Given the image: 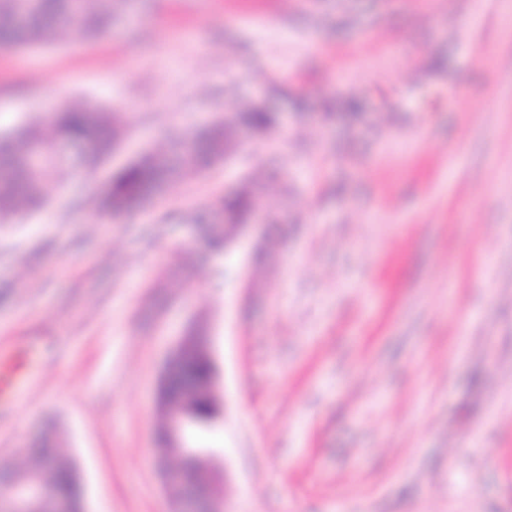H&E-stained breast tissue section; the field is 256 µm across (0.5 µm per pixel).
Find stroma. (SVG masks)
<instances>
[{
    "instance_id": "obj_1",
    "label": "stroma",
    "mask_w": 512,
    "mask_h": 512,
    "mask_svg": "<svg viewBox=\"0 0 512 512\" xmlns=\"http://www.w3.org/2000/svg\"><path fill=\"white\" fill-rule=\"evenodd\" d=\"M76 96L125 132L0 224V471L51 430L87 512H172L155 388L195 328L221 512H512V0H125L101 38L0 48V134ZM234 100L271 133L91 223ZM257 169L264 222L210 250ZM253 208L251 193L247 190L240 191L232 196H224L215 202V209L223 216L224 222L206 224L204 234L211 248H222L231 239H224V234L229 235L235 224H243Z\"/></svg>"
}]
</instances>
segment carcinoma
<instances>
[{"mask_svg":"<svg viewBox=\"0 0 512 512\" xmlns=\"http://www.w3.org/2000/svg\"><path fill=\"white\" fill-rule=\"evenodd\" d=\"M119 0H0V48L14 49L53 44L70 31L85 39L97 38L112 29ZM274 117L263 105L240 103L225 113L203 137L179 145L178 165L170 163L168 151L152 153L118 173L114 186L94 203L91 223L118 216L151 199L160 183L176 176L194 175L224 159V148L233 144L237 130L249 126L267 132ZM123 133L119 112L84 97H75L36 118L10 135L0 136V224L20 220L43 206V185L60 180L70 167L69 145L79 151L83 166L94 168L112 153ZM253 208L251 193L243 190L219 198L215 209L224 222L207 224L203 231L213 248L224 247V235L244 223ZM179 362L201 380L212 372L209 360L199 358L196 344L183 347ZM173 402L193 408L198 424L209 423L215 412L213 397L172 393ZM35 462L29 469L48 488L49 496L36 512H54L58 500L72 512H82L83 496L74 464L62 458L51 438L33 449Z\"/></svg>","mask_w":512,"mask_h":512,"instance_id":"1","label":"carcinoma"}]
</instances>
